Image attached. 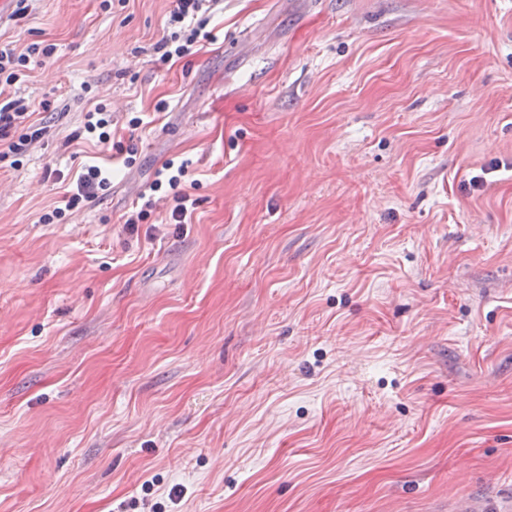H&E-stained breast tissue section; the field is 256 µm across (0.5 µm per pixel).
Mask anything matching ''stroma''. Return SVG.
I'll list each match as a JSON object with an SVG mask.
<instances>
[{
  "label": "stroma",
  "mask_w": 512,
  "mask_h": 512,
  "mask_svg": "<svg viewBox=\"0 0 512 512\" xmlns=\"http://www.w3.org/2000/svg\"><path fill=\"white\" fill-rule=\"evenodd\" d=\"M27 5L0 47L55 51L0 90L50 126L0 167V512L512 484V0H221L168 63L172 0ZM100 103L129 166L83 131ZM170 160L185 224L149 189ZM87 164L110 189L41 223Z\"/></svg>",
  "instance_id": "35a3bbf8"
}]
</instances>
